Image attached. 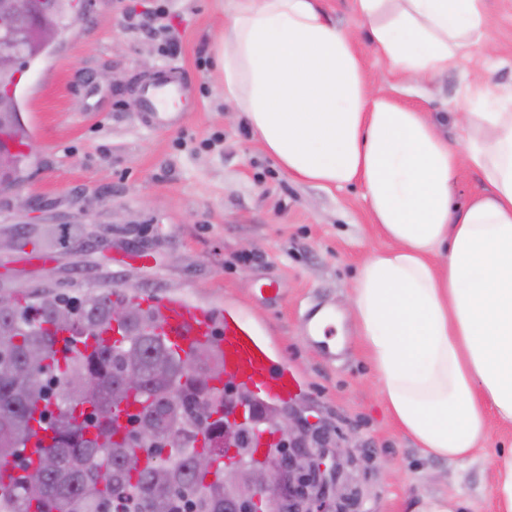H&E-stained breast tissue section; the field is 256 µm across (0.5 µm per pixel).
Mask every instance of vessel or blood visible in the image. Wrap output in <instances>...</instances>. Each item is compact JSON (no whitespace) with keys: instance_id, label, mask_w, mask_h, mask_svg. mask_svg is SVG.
I'll list each match as a JSON object with an SVG mask.
<instances>
[{"instance_id":"vessel-or-blood-1","label":"vessel or blood","mask_w":512,"mask_h":512,"mask_svg":"<svg viewBox=\"0 0 512 512\" xmlns=\"http://www.w3.org/2000/svg\"><path fill=\"white\" fill-rule=\"evenodd\" d=\"M189 86L177 68L165 67L160 76L145 84L140 91L142 117L146 126L172 129L182 124ZM142 306L155 314V332L171 351L187 357L196 347L214 341L223 362L226 381L241 387L253 398L249 414L262 413L270 405L295 397L300 380L286 361L278 358L263 336L240 312L216 311L183 297L155 296L141 300ZM121 328L103 326L98 336L78 342L70 333H58L55 349L76 348L90 354L101 344L120 343ZM276 436L271 426L253 430V457L261 461L272 447Z\"/></svg>"}]
</instances>
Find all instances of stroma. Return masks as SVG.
Returning <instances> with one entry per match:
<instances>
[{"instance_id": "1", "label": "stroma", "mask_w": 512, "mask_h": 512, "mask_svg": "<svg viewBox=\"0 0 512 512\" xmlns=\"http://www.w3.org/2000/svg\"><path fill=\"white\" fill-rule=\"evenodd\" d=\"M233 0H86L83 19L28 68L20 94L30 155L24 178L0 192V230L85 224L50 260L0 252V288H48L74 300L106 287L182 296L241 311L302 382L290 403L327 450L344 449L347 497L323 512H405L408 498L462 495L494 512L493 483L512 427L492 423L484 448L461 467L425 457L387 414L368 351L347 313L359 268L390 242L361 186L323 187L290 175L236 112L215 68ZM161 12L180 33L170 45L136 28ZM496 49L469 70L512 85V0H486ZM172 65L190 80L195 106L181 127H145L140 85ZM376 90L422 112L449 111L465 85L456 69L407 84L369 55ZM278 282L277 300L258 287ZM342 313L336 358L306 337L313 307Z\"/></svg>"}]
</instances>
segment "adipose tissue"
I'll use <instances>...</instances> for the list:
<instances>
[{"instance_id":"obj_1","label":"adipose tissue","mask_w":512,"mask_h":512,"mask_svg":"<svg viewBox=\"0 0 512 512\" xmlns=\"http://www.w3.org/2000/svg\"><path fill=\"white\" fill-rule=\"evenodd\" d=\"M372 55L407 80L491 49L485 0H355ZM355 33L320 0H236L218 64L237 110L300 179L362 185L390 247L348 297L380 399L422 452L464 464L490 418L512 425V88L470 74L455 144L424 113L375 93ZM482 192L455 201L462 167Z\"/></svg>"}]
</instances>
